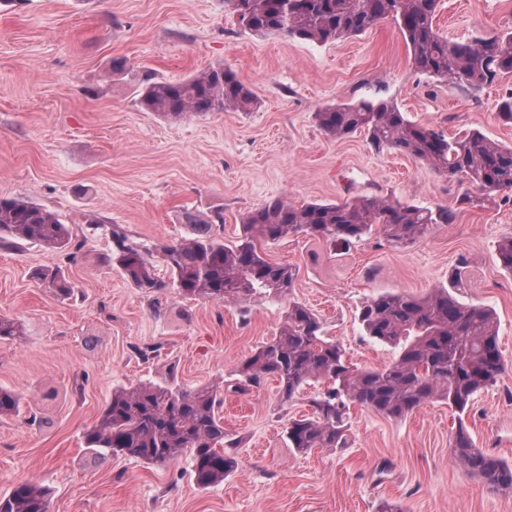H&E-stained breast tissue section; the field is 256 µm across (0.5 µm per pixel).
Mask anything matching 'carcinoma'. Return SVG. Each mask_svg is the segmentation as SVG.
<instances>
[{
  "label": "carcinoma",
  "mask_w": 512,
  "mask_h": 512,
  "mask_svg": "<svg viewBox=\"0 0 512 512\" xmlns=\"http://www.w3.org/2000/svg\"><path fill=\"white\" fill-rule=\"evenodd\" d=\"M224 7L238 28L255 36L318 44L359 36L390 19L417 73L451 81L474 96L512 74V30L451 40L436 25L440 0H224ZM139 103L160 119L178 122L211 112H245L256 98L230 67L216 63L183 80L146 82ZM496 110L501 122L512 125V92L500 98ZM315 117L329 137L362 132L377 151H394L468 183L478 194H464L462 204L475 208L495 197L512 200V144L495 142L477 130L449 138L413 123L381 98L329 104ZM454 221L446 208L432 211L399 199L299 204L273 198L243 216L241 235L231 245L216 236L215 221L190 215V235L153 252L112 231L106 261L145 292L167 287L156 273L160 262L182 297L241 304L261 293L281 298L294 288L296 267L268 260L264 244L299 234L349 244L377 232L387 246L401 248L421 237L428 225ZM20 241L66 249L72 234L42 205L0 198V247ZM497 255L501 268L512 275V237L499 244ZM38 279L59 298L74 292L60 269L41 271ZM359 321L367 336L399 348L389 365L357 367L346 359L342 345L326 336L321 319L294 302L275 336L240 363L231 390L249 394L271 376L278 378L281 399L290 401L312 382L324 385L310 400L312 413L288 422V447L299 452L346 447L344 416L352 403L398 418L429 402H443L460 415L451 445L455 461L487 489L511 490L512 464L477 448L461 418L474 396L494 385L505 369L493 312L465 305L448 289L437 288L425 297L390 293L371 298L360 308ZM23 336L20 322L0 317V341ZM221 391L216 385L188 389L152 383L116 390L84 432L85 450L95 463L121 455L154 464L187 454L196 485L217 486L232 472L231 449L238 447L224 433ZM20 402L17 392L0 389V416L16 413ZM50 500L48 488L29 480L0 497V512H49Z\"/></svg>",
  "instance_id": "cac0c4a2"
}]
</instances>
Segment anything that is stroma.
<instances>
[{
	"instance_id": "stroma-1",
	"label": "stroma",
	"mask_w": 512,
	"mask_h": 512,
	"mask_svg": "<svg viewBox=\"0 0 512 512\" xmlns=\"http://www.w3.org/2000/svg\"><path fill=\"white\" fill-rule=\"evenodd\" d=\"M437 25L459 41L512 28V0H441ZM219 62L253 90L251 111L167 122L142 110L145 78L177 81ZM509 89L512 76L475 99L416 73L388 19L321 45L244 32L224 0H0V198L38 203L73 233L67 250L0 248V316L25 328L22 339L0 341V387L23 397L19 413L0 416V496L34 479L51 490V512H382L388 502L402 512H512V490L490 492L455 462L461 419L441 402L401 418L351 406L347 448L302 453L286 430L310 414L315 386L290 402L273 378L247 395L225 391L220 415L239 441L236 465L207 489L194 483L189 457L92 467L83 441L113 388L233 380L292 301L319 315L352 363L384 367L396 351L366 336L362 303L426 295L449 286L459 267L454 294L493 310L506 363L462 421L478 448L512 463V275L497 257L512 237V203L458 210L457 179L376 152L361 133L329 138L315 119L325 105L378 95L414 123L512 144L495 109ZM374 196L458 215L401 249L376 234L347 245L301 234L265 245L271 260L297 267L296 284L290 297L246 305L188 300L171 288L146 294L105 260L116 229L152 250L190 232L187 213L218 211L215 233L231 242L242 216L273 197ZM47 268L72 281L71 298L42 287L36 274Z\"/></svg>"
}]
</instances>
